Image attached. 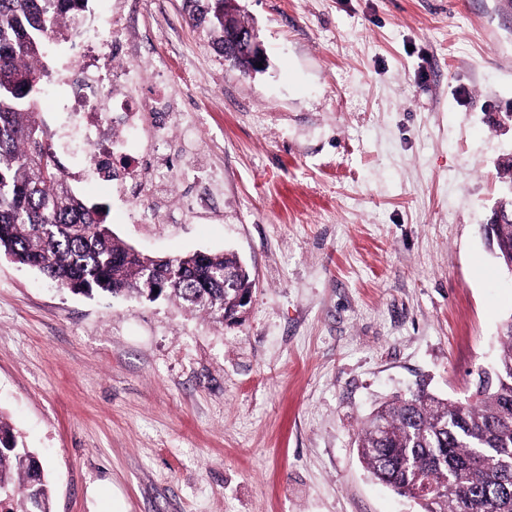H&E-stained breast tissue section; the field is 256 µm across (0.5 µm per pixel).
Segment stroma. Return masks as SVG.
I'll return each instance as SVG.
<instances>
[{
  "mask_svg": "<svg viewBox=\"0 0 512 512\" xmlns=\"http://www.w3.org/2000/svg\"><path fill=\"white\" fill-rule=\"evenodd\" d=\"M242 77L193 0L139 25L224 175V216L134 224L158 257L236 253L219 325L161 297L77 294L0 254V415L39 449L53 512H419L352 442L375 403L471 393L512 276L482 227L512 199V0H237ZM214 1L216 2V7L212 18L208 22L205 20V17L209 12L198 8L195 9L198 13L196 15L195 13L192 14V20L196 25L208 23L216 44L220 41L218 37L219 33H221L220 36L223 42H219L217 47L223 53L224 60L230 62L242 75L251 77L256 73L264 71L267 66V58L255 28L240 25L235 14L230 12L225 6L228 3L227 1ZM258 62H262L263 67L258 68Z\"/></svg>",
  "mask_w": 512,
  "mask_h": 512,
  "instance_id": "obj_1",
  "label": "stroma"
}]
</instances>
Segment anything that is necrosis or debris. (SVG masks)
Returning <instances> with one entry per match:
<instances>
[{
	"label": "necrosis or debris",
	"instance_id": "1",
	"mask_svg": "<svg viewBox=\"0 0 512 512\" xmlns=\"http://www.w3.org/2000/svg\"><path fill=\"white\" fill-rule=\"evenodd\" d=\"M162 74L166 60L140 59L130 20L113 9L105 25L81 33L77 59L57 68L63 112L55 145L80 151L78 179L96 184L134 212L137 224H170L175 214L156 202L151 189L174 175L202 178L201 167L178 163L180 148L196 140V128L174 112L164 86L146 91L145 69Z\"/></svg>",
	"mask_w": 512,
	"mask_h": 512
}]
</instances>
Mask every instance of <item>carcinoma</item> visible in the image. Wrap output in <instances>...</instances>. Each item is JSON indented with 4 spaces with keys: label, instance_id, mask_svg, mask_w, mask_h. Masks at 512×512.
Returning <instances> with one entry per match:
<instances>
[{
    "label": "carcinoma",
    "instance_id": "carcinoma-1",
    "mask_svg": "<svg viewBox=\"0 0 512 512\" xmlns=\"http://www.w3.org/2000/svg\"><path fill=\"white\" fill-rule=\"evenodd\" d=\"M192 15L224 28V0ZM87 0H0V251L57 285L91 295L161 296L190 315L222 324L236 313L252 280L233 253L163 259L137 254L107 223L108 210L73 190L47 143L36 99L49 42L75 36L74 16ZM501 269L512 258V210L501 211ZM151 267L150 280L139 270ZM493 371L478 374L474 395L442 399L423 388L381 402L353 446L379 482L412 498L421 512H512V315L502 324ZM0 512H52L47 470L0 414Z\"/></svg>",
    "mask_w": 512,
    "mask_h": 512
}]
</instances>
